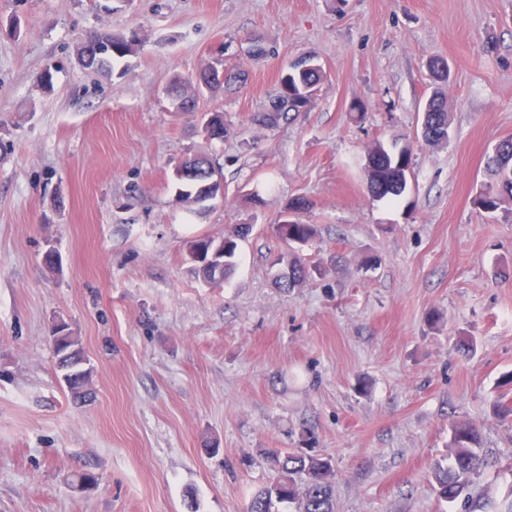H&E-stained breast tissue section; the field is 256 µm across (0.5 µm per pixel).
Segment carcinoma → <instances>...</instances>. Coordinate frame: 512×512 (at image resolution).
<instances>
[{
	"mask_svg": "<svg viewBox=\"0 0 512 512\" xmlns=\"http://www.w3.org/2000/svg\"><path fill=\"white\" fill-rule=\"evenodd\" d=\"M134 41L122 34L112 32H91L77 49L79 63L95 72L109 71L112 65L133 52ZM210 64L191 78H175L168 85V96L173 111L194 115L198 112L201 96L208 93L217 95L224 85L208 80ZM324 76L322 68L301 69L294 62L281 73L277 92L270 96L268 104L277 101L296 102L291 111L271 113L263 110L255 121L274 128L282 121L291 120V115L307 110L311 98L305 96L307 88L317 85ZM426 121L421 131L422 140L427 145H440L450 139L451 117L446 97L436 92L425 106ZM202 127L211 140H224V116L219 112L201 114ZM412 148L405 146L398 150L386 147L382 142L372 143L366 154L365 168L368 172L367 189L372 197L380 200L396 199L407 190V172L411 166ZM182 165L192 166L195 175L173 182L175 200L185 210L195 212L205 207L203 196L206 185L212 183L211 172L216 163L206 154L187 157ZM489 180L480 185L474 198L475 205L491 217L496 216L503 203L512 198V137L504 139L495 147L488 158ZM277 239L287 251L277 257L278 263L286 264V269L276 275L281 288H296L312 276L317 266L309 264L302 251L311 246L317 229L313 224H301L291 217H279L271 225ZM250 230L247 225L233 227L221 236H200L189 242L187 256L191 271L204 284L220 287L233 273L236 263L237 240ZM215 249L224 251V275L219 279L213 270L196 259L199 253H210ZM51 343L57 356L59 371L68 368V363L79 364L75 377L63 375L66 386L75 398L89 394L92 370L81 364L84 348L69 324L63 322L52 328ZM479 429L468 422L451 425L448 440V464L434 469L437 493L446 502H453L481 475L484 457L480 446ZM265 461L276 472L274 482L255 493L246 512H274L277 503L297 505V512H334L333 486L329 480L333 467L331 460L313 455L284 453L279 448H269L264 452Z\"/></svg>",
	"mask_w": 512,
	"mask_h": 512,
	"instance_id": "1",
	"label": "carcinoma"
}]
</instances>
